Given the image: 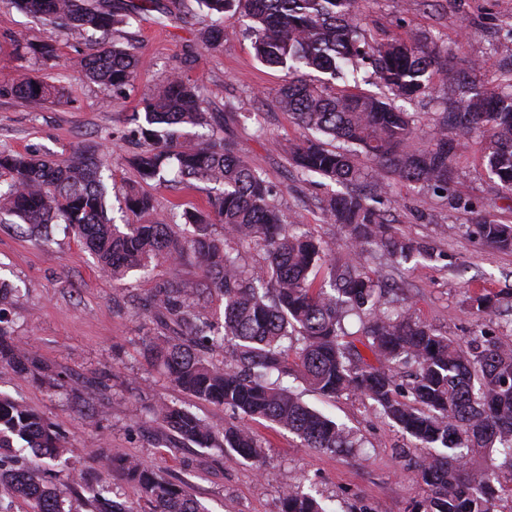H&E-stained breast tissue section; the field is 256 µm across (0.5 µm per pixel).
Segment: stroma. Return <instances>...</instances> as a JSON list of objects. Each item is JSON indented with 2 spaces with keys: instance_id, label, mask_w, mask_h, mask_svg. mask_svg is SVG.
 Instances as JSON below:
<instances>
[{
  "instance_id": "obj_1",
  "label": "stroma",
  "mask_w": 512,
  "mask_h": 512,
  "mask_svg": "<svg viewBox=\"0 0 512 512\" xmlns=\"http://www.w3.org/2000/svg\"><path fill=\"white\" fill-rule=\"evenodd\" d=\"M163 4V11L129 27L140 74L124 93L115 94L69 68V59L88 51L89 43L0 0V149L62 160L98 142L107 158L103 176L114 193L136 187L153 198L161 217L176 204L204 208L209 185L161 187L142 181L128 161V146L106 139L180 68L192 44L196 53L188 76L210 110L219 113L225 137L279 191L283 210L301 230L326 242L331 258H342L344 234L328 223L318 204L330 189L328 181L304 180L288 160L289 146L305 133L276 103L285 72L257 61L241 22L227 21L224 47L212 52L199 44L209 19L195 0ZM357 18L366 41L404 38L439 50L467 82L499 88L512 83V0H357ZM49 39L58 43L57 61L42 64L27 55L25 43ZM25 73L65 86L69 104L34 112L7 95ZM462 92L439 70L429 93L405 101L419 144L431 138L435 113L452 108ZM483 146L484 133L477 129L458 149L447 195L390 177V190L376 208L390 220L392 232L420 243L425 253L399 264L376 248L364 260L373 276L403 286L414 315L445 336L461 338L479 325L495 331L512 322V305L501 304L491 316L467 306L475 291L512 292V252L488 246L469 229L482 217L512 224V191L489 176ZM175 275L195 280L199 272L161 264L149 277L134 274L118 285L72 233L56 231L45 245L30 237L26 225L9 217L0 221V278L17 288L6 312L12 335L52 368L36 377L0 369V393L54 423L69 450L67 462L48 467L24 448L16 454L19 462L45 469L53 484L71 488L69 512H87L94 489L133 503L137 512H152L138 487L99 466L103 457L134 458L158 469L171 482L187 485L209 512H281L282 495L290 489L319 493L332 512H410L425 495L413 463L427 451L358 397L328 400L300 380L285 378L303 402L352 428L362 445L325 454L304 447L287 430L255 422L251 428L264 460L260 470L234 452L175 440L146 417V408L176 402L219 430L241 422L233 410L188 398L143 351V337L155 328L146 299L157 283Z\"/></svg>"
}]
</instances>
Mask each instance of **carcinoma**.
Instances as JSON below:
<instances>
[{"label": "carcinoma", "mask_w": 512, "mask_h": 512, "mask_svg": "<svg viewBox=\"0 0 512 512\" xmlns=\"http://www.w3.org/2000/svg\"><path fill=\"white\" fill-rule=\"evenodd\" d=\"M22 12L54 24L74 40L99 34L94 51L72 66L116 94L134 84L139 70L136 48L114 35L159 10V0H12ZM211 19L205 48L224 45V20L238 17L246 26L257 59L292 75L279 90L277 104L309 137L290 151L292 166L305 177L325 178L348 188L319 200L329 221L340 226L349 244L334 262L322 242L288 220L276 193L262 174L219 133L194 137L191 130L211 125L213 113L200 87L175 71L163 89L142 101L124 119L115 141L138 150L129 158L141 180L158 185L173 174L188 186L214 185L207 209L185 208L170 218L117 224L111 216L109 188L102 175L105 158L88 145L62 161L33 152L0 149V213L28 225L42 243L62 224L96 257L115 283L131 272L146 275L160 262L193 266L200 276H177L160 284L147 307L164 336H149L145 351L169 382L189 397L229 407L244 417L263 419L295 434L307 448L324 453L347 451L357 442L344 426L306 406L282 379L294 373L325 397L358 395L370 408L409 434L419 448H443L417 464L426 496L411 512H501L512 496V344L484 329L466 339L439 335L416 319L410 306L387 308L385 294L365 272L370 248L407 260L418 252L393 236L388 220L370 201L387 193L378 172L435 193L448 192L458 147L481 128L486 133L487 171L512 190V91L471 87L450 112H439L432 142L407 151L417 137L413 116L395 104L361 92H337L327 83L298 76L306 71L344 75L361 60L396 97L411 99L429 89L441 66L438 52L402 39L371 44L361 38L356 0H196ZM40 62L57 59L54 41L28 44ZM9 93L37 111L47 103L65 104L64 89L42 78L22 75ZM338 146L329 149L327 142ZM364 155L373 173L358 163ZM125 209L139 218L154 211L153 199L135 188L124 196ZM221 226V232L214 230ZM479 237L512 251V224L482 219ZM253 245L267 263L245 260ZM327 269L323 286L310 275ZM14 287L0 281V368L19 375L43 370L35 351L14 344L3 311ZM219 302L217 316L212 304ZM478 313H494L499 297L468 296ZM351 314L365 318L364 346L369 363L344 328ZM295 358L288 361V345ZM231 352L232 361H224ZM156 421L183 442L200 448L218 444L261 465L262 445L246 426L220 433L190 407L164 403L149 410ZM34 448L49 461L64 455V440L38 412L0 397V484L31 506L32 512H66L65 492L27 467L8 468L5 453L14 442ZM497 452L502 462L473 469L471 459ZM112 472L140 488L153 512H207L188 487L173 483L135 459L112 462ZM93 512H134L97 494ZM282 512H329L320 499L290 490Z\"/></svg>", "instance_id": "cac0c4a2"}]
</instances>
